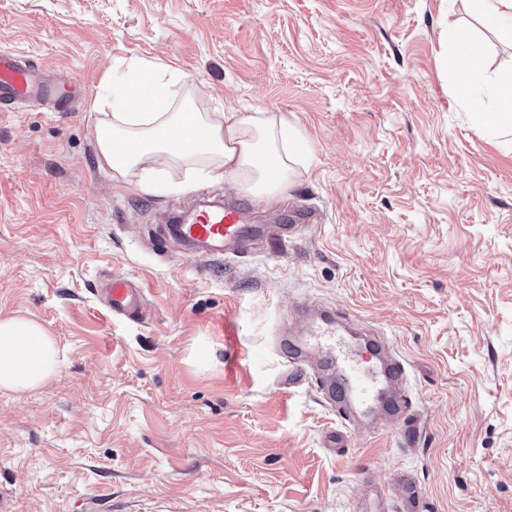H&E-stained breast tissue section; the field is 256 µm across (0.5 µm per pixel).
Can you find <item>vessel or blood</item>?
Instances as JSON below:
<instances>
[{"label": "vessel or blood", "instance_id": "1", "mask_svg": "<svg viewBox=\"0 0 512 512\" xmlns=\"http://www.w3.org/2000/svg\"><path fill=\"white\" fill-rule=\"evenodd\" d=\"M69 87L48 76L20 54L0 50V112L14 111L25 102H59L67 99ZM248 203L240 202L215 212H201L191 223L172 224L171 235L190 247L195 259L224 252L232 253L259 235V228L246 224ZM100 295L113 315L137 318L142 314L143 289L131 278L112 275ZM298 314L308 322L305 335L280 334L276 347L282 358L295 367L317 360L336 370L334 381L324 387L323 396L343 414L366 420L375 427L392 422L402 412L407 377L403 364L376 337H367L362 346L350 345L342 336L338 315L326 308L298 306ZM420 494L407 476L371 491L361 501L360 512H419Z\"/></svg>", "mask_w": 512, "mask_h": 512}]
</instances>
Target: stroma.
Returning a JSON list of instances; mask_svg holds the SVG:
<instances>
[{"mask_svg":"<svg viewBox=\"0 0 512 512\" xmlns=\"http://www.w3.org/2000/svg\"><path fill=\"white\" fill-rule=\"evenodd\" d=\"M512 53L464 0H0V50L73 85L0 117V320L42 326L56 372L0 390V512H355L410 474L426 512H512V135L482 133L446 32ZM206 110L287 113L308 154L251 221L318 223L195 261L165 218L237 190L156 195L97 161L92 102L132 59ZM141 284L146 317L97 297ZM374 332L407 416L341 419L274 344L301 302ZM344 433L330 448L326 436Z\"/></svg>","mask_w":512,"mask_h":512,"instance_id":"stroma-1","label":"stroma"}]
</instances>
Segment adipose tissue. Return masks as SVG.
<instances>
[{
    "instance_id": "ef3b65f1",
    "label": "adipose tissue",
    "mask_w": 512,
    "mask_h": 512,
    "mask_svg": "<svg viewBox=\"0 0 512 512\" xmlns=\"http://www.w3.org/2000/svg\"><path fill=\"white\" fill-rule=\"evenodd\" d=\"M469 13L500 40L512 43V0H466ZM447 66L477 111L483 130L512 131V55L487 71L480 44L449 29ZM110 119L95 130L97 160L113 179L137 177L143 190H194L208 181L229 182L257 200L274 201L294 173L304 146L287 115L228 107L205 112L180 70L141 59L104 80L98 94ZM185 169L180 183L163 181L167 167ZM58 366L51 336L35 322L0 320V388L22 391L40 385Z\"/></svg>"
}]
</instances>
